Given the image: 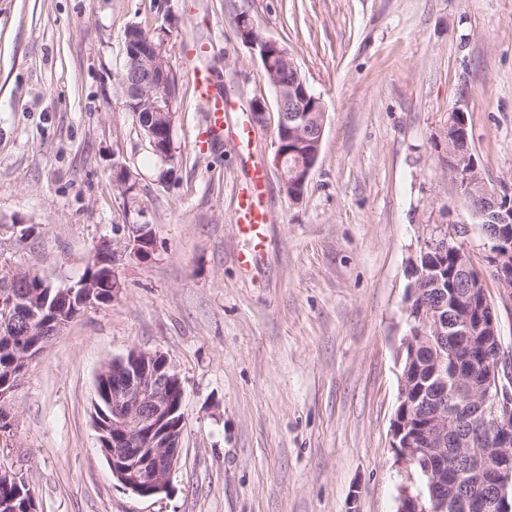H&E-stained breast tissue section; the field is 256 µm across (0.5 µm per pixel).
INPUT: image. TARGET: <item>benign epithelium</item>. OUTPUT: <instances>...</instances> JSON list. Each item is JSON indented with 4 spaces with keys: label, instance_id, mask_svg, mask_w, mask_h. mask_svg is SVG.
<instances>
[{
    "label": "benign epithelium",
    "instance_id": "benign-epithelium-1",
    "mask_svg": "<svg viewBox=\"0 0 512 512\" xmlns=\"http://www.w3.org/2000/svg\"><path fill=\"white\" fill-rule=\"evenodd\" d=\"M239 37L261 62L276 93L279 139L273 165L282 184L308 183L320 154L325 106L312 92L288 49L276 39H256L249 18L239 23ZM173 71L165 53V37L126 43L120 75L121 92L136 122L146 132L154 153L167 161L172 156L175 96ZM311 132V158L288 159L297 154L293 145L302 127ZM442 161L458 176L463 208L473 213V201L498 225L485 235L486 261L496 283L500 302L512 305V183L479 179L467 126L444 131ZM470 232L467 224H425L415 266H431L452 238ZM155 235L149 224H118L115 238L100 247L112 252L117 268L130 250L138 257L151 255ZM452 322H440L426 306L406 308L409 334L402 350L413 358L426 346L438 343L462 366V383L448 386L440 378L428 388L413 391L400 378L398 408L392 423V443L406 471L398 488L397 512H512V353L504 352L498 332V313L487 295L484 275L471 274L473 257L454 251ZM31 275L11 270L0 292V316L14 313L16 297L27 292ZM179 379L160 353L133 349L112 360V454L106 455L113 478L124 490L141 497L165 493L178 462L182 433L168 423L183 399L170 396L171 383ZM422 488L414 490L415 478Z\"/></svg>",
    "mask_w": 512,
    "mask_h": 512
}]
</instances>
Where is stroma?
Returning a JSON list of instances; mask_svg holds the SVG:
<instances>
[{"label": "stroma", "mask_w": 512, "mask_h": 512, "mask_svg": "<svg viewBox=\"0 0 512 512\" xmlns=\"http://www.w3.org/2000/svg\"><path fill=\"white\" fill-rule=\"evenodd\" d=\"M243 15L325 105L297 201L272 164L276 95L237 34ZM134 23L167 31L168 163L118 87ZM193 59L239 111L265 105L254 153L271 222L248 267L233 217L250 161L230 122L201 148ZM458 108L485 176L512 181V0H0V259L63 287L113 225L156 235L148 259H124L112 303L56 336L9 398L0 462L38 512H396L418 227L470 220L435 146ZM121 167L137 185L125 198ZM16 221L37 237L18 241ZM133 349L165 355L184 387L180 458L150 498L113 479L91 418L100 368Z\"/></svg>", "instance_id": "1"}]
</instances>
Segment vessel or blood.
Segmentation results:
<instances>
[{"instance_id":"b4317fda","label":"vessel or blood","mask_w":512,"mask_h":512,"mask_svg":"<svg viewBox=\"0 0 512 512\" xmlns=\"http://www.w3.org/2000/svg\"><path fill=\"white\" fill-rule=\"evenodd\" d=\"M190 80L207 115L208 139L222 141L225 115L235 111L234 102L225 98L223 91L215 86L208 68L193 69ZM266 181L265 168L259 164L253 165L248 183L238 197L234 222L249 244L248 252L239 256L241 264L245 266L255 262L265 246V229L271 221L269 210L263 203Z\"/></svg>"}]
</instances>
